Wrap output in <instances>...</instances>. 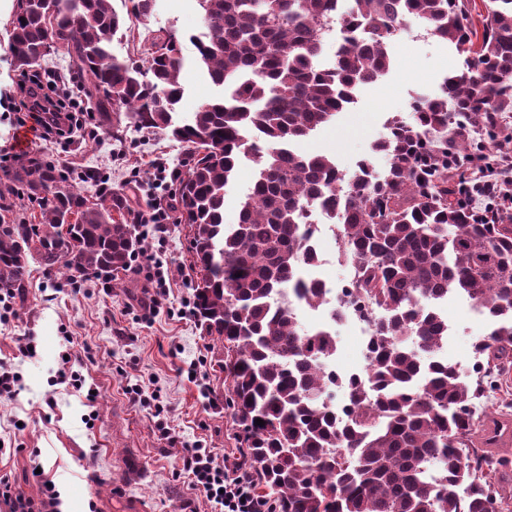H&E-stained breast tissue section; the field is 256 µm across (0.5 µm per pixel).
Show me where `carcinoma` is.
<instances>
[{"label":"carcinoma","mask_w":512,"mask_h":512,"mask_svg":"<svg viewBox=\"0 0 512 512\" xmlns=\"http://www.w3.org/2000/svg\"><path fill=\"white\" fill-rule=\"evenodd\" d=\"M33 0L11 13L9 49L30 71L47 28L75 63L78 88L95 98L96 124L122 119L161 130L192 148L171 198L189 228L200 274L197 320L219 342L227 404L244 433L241 451L278 512H497L512 493V461L496 453L512 419L472 423L481 383L430 359L448 324L430 306L452 291L467 294L489 317L480 354L512 370V215L477 224L464 208L466 182L448 186V156L467 149L472 122L493 129L512 112V0H483L482 31L469 23L468 0H197L207 32L193 40L199 68L226 89L177 123L184 88L177 37L153 39L146 66L112 52L126 19L145 20L155 0ZM464 57L440 93L418 95L412 120L393 117L351 175L336 160L295 145L357 101L385 75L404 19ZM333 25L349 35L322 68ZM257 166L235 224L224 223V195L242 160ZM85 195L64 170L31 158L0 188V210L19 189L40 220L0 224V289L24 302L30 263L94 276L114 273L143 250L135 234L142 211L102 186L88 169ZM319 203L336 219L342 256L358 269L350 301L378 311L369 366L371 386L343 384L353 409L336 415L324 362L336 351L328 331L300 329L296 305L313 306L321 290L306 283L316 259L303 224ZM260 418L264 425L255 424Z\"/></svg>","instance_id":"cac0c4a2"}]
</instances>
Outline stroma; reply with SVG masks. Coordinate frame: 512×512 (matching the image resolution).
<instances>
[{
	"instance_id": "stroma-1",
	"label": "stroma",
	"mask_w": 512,
	"mask_h": 512,
	"mask_svg": "<svg viewBox=\"0 0 512 512\" xmlns=\"http://www.w3.org/2000/svg\"><path fill=\"white\" fill-rule=\"evenodd\" d=\"M203 29L197 0H156L149 23L129 21L112 50L141 63L153 37L174 33L184 57L178 111L188 116L219 92L194 63L191 38ZM415 33V19H406L391 46L389 73L365 86L357 103L303 142L302 151L330 154L341 170L352 171L389 118L407 116L413 96L438 92L462 59L446 43L422 41ZM29 153L73 173L94 169L144 208L169 203L168 193L154 187L153 161L163 159L173 171L188 157L184 144L131 125L116 136L101 131L69 143L42 141ZM161 259L170 267V292L151 321L142 319L141 276L120 272L108 289L91 277L72 284L47 278L34 263L25 302L14 303V317L0 322V366L22 377L14 397H0V446L6 450L0 475L34 496L39 486L31 470L42 467L44 479L56 485L62 512H211L204 493L181 472L184 448L198 444L220 457L240 445L241 432L223 404L218 343L194 318L174 314L196 279L184 225L171 224ZM443 311L457 330L444 338L439 356L468 372L485 321L476 303L460 294H450ZM22 338L33 342L34 356L20 355ZM193 364L207 375L211 397L188 380ZM62 369L80 375L82 389L56 383ZM134 384L160 395L171 439L160 436L154 407L130 401L126 389ZM89 417L94 425H86Z\"/></svg>"
}]
</instances>
